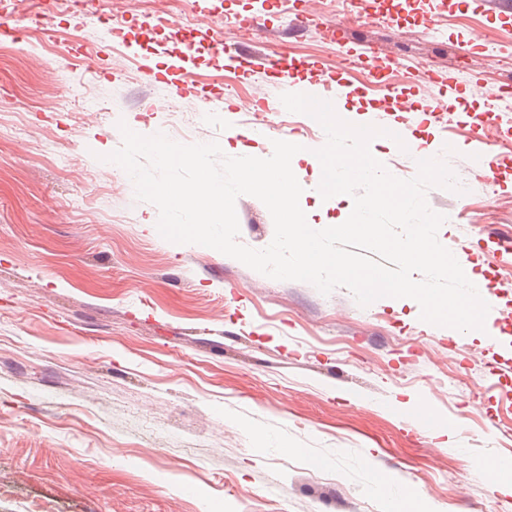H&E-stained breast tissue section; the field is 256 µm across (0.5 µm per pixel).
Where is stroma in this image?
Masks as SVG:
<instances>
[{"label":"stroma","mask_w":512,"mask_h":512,"mask_svg":"<svg viewBox=\"0 0 512 512\" xmlns=\"http://www.w3.org/2000/svg\"><path fill=\"white\" fill-rule=\"evenodd\" d=\"M361 2L390 5L395 19L346 24L343 45L362 59L347 69L330 47L329 0H307L297 31L286 0H197L191 11L171 0L170 30H193L190 53L154 30V0H129L119 24L49 0L52 53L0 49V512H385L392 491L431 512H512L481 466L512 456V258L495 253L512 234V161L492 140L484 155L470 150L473 116L512 81L500 52L512 0ZM258 15L268 31L256 53L318 65L295 91L341 77L358 125L409 110L417 150L466 186L432 188L427 201L447 217L441 244L483 277L496 336L425 323L408 298L363 308L343 287L325 296L274 280L147 224L157 208L103 160L122 143L118 121L229 156L238 144L266 158L276 139L325 142L315 119L283 110L284 85L235 67L237 27ZM432 22L439 37L425 33ZM381 58L399 61L387 83L369 69ZM182 68L196 75L185 98ZM202 109L209 125H177ZM295 173L314 229L348 218L350 196L322 199L306 162ZM236 213L241 244L271 243L260 200L239 196ZM411 399L414 412L402 410ZM417 413L455 422V444L414 429Z\"/></svg>","instance_id":"stroma-1"}]
</instances>
